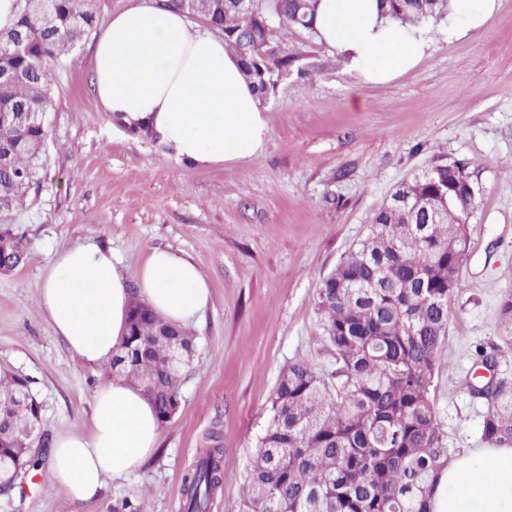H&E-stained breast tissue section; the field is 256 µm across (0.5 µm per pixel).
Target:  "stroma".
<instances>
[{
	"instance_id": "1",
	"label": "stroma",
	"mask_w": 512,
	"mask_h": 512,
	"mask_svg": "<svg viewBox=\"0 0 512 512\" xmlns=\"http://www.w3.org/2000/svg\"><path fill=\"white\" fill-rule=\"evenodd\" d=\"M130 3L96 0L94 27L53 66L47 165L15 226L29 256L0 274V374L29 380L48 439L89 433L93 395L112 371L82 364L37 304L56 254L88 238L111 247L132 284L154 248L198 264L211 299L188 327L196 367L159 452L108 482L95 505L80 508L52 486L44 463L28 475L22 507L0 498V512H110L114 499L145 492L151 512H180L184 476L216 445L226 466L211 512H241L281 372L304 358L336 368L316 309L323 279L398 183L442 161L467 163L480 194L432 396L450 454L482 447L484 409L468 384L477 350L499 340V305L512 292V0L458 40L448 39L447 20L432 22L427 56L381 86L361 84L336 53L289 32L285 46L307 75H287L264 102L265 149L214 169L177 160L104 112L92 84L95 41Z\"/></svg>"
}]
</instances>
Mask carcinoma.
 Wrapping results in <instances>:
<instances>
[{"instance_id":"obj_1","label":"carcinoma","mask_w":512,"mask_h":512,"mask_svg":"<svg viewBox=\"0 0 512 512\" xmlns=\"http://www.w3.org/2000/svg\"><path fill=\"white\" fill-rule=\"evenodd\" d=\"M317 0H197L194 14L224 34L242 61L260 100L276 91L271 72L305 69L282 49L290 30L317 36ZM385 13L403 24L448 15L450 0H381ZM96 21L94 0H52L51 14L26 5L17 25L0 31V54L18 35L33 36L32 55L8 56L14 79L0 85V105L27 116L0 123V272L23 265L28 248L14 232L25 198L47 161V113L52 107L48 64L67 55ZM461 163H436L402 183L392 196L407 203L383 207L367 236L350 249L323 280L316 301L336 370L326 374L302 359L288 364L270 400V418L258 440L241 490L242 512H432L440 472L448 467L447 437L431 397L436 357L448 342V322L460 288L459 271L468 252L466 212L474 199L453 190ZM448 193L450 211L433 203ZM499 320L505 331L497 353L512 351V295L504 297ZM176 330L136 303L120 377L154 383L149 392L158 420L167 422L171 400L184 379L169 374L167 349L141 344ZM482 379L469 385L483 402L481 439L512 446V379L489 389ZM18 384L0 377V429L19 430L29 415L13 406ZM224 448H206L184 478L183 512H209L222 488ZM146 495L121 497L112 512H149Z\"/></svg>"}]
</instances>
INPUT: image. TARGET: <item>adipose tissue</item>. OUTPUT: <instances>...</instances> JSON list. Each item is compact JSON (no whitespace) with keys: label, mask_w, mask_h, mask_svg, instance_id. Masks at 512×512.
<instances>
[{"label":"adipose tissue","mask_w":512,"mask_h":512,"mask_svg":"<svg viewBox=\"0 0 512 512\" xmlns=\"http://www.w3.org/2000/svg\"><path fill=\"white\" fill-rule=\"evenodd\" d=\"M498 0H450L448 35L461 38L494 17ZM317 37L359 82L384 85L414 69L431 47L427 23L382 16L379 0H318ZM96 95L127 129L146 128L174 155L201 168L247 162L267 144L268 123L239 58L219 39L156 0L113 14L93 55ZM38 303L54 332L87 366L111 361L127 332L133 299L185 326L210 300L190 259L167 249L146 256L136 287L110 248L87 239L59 252L43 274ZM152 402L121 378L93 397L91 431L50 448V482L70 500L98 498L108 480L140 467L158 447ZM433 512H512V446L468 448L441 472Z\"/></svg>","instance_id":"adipose-tissue-1"}]
</instances>
